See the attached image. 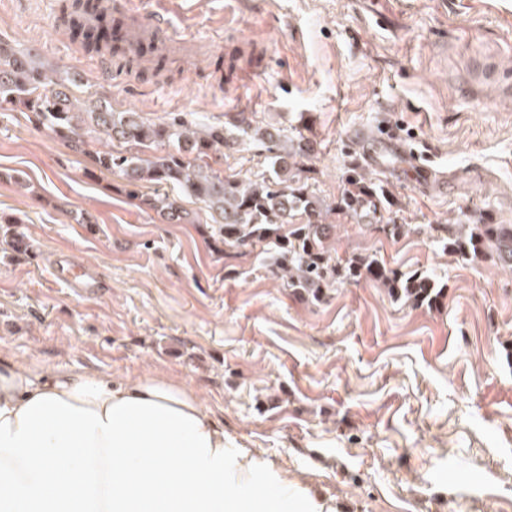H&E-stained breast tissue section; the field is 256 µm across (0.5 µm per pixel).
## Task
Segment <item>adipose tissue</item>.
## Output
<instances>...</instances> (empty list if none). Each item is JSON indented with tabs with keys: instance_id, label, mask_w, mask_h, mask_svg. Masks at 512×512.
Segmentation results:
<instances>
[{
	"instance_id": "adipose-tissue-1",
	"label": "adipose tissue",
	"mask_w": 512,
	"mask_h": 512,
	"mask_svg": "<svg viewBox=\"0 0 512 512\" xmlns=\"http://www.w3.org/2000/svg\"><path fill=\"white\" fill-rule=\"evenodd\" d=\"M0 512H336V501L233 446L166 374L0 361Z\"/></svg>"
}]
</instances>
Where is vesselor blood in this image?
Segmentation results:
<instances>
[{"label":"vessel or blood","mask_w":512,"mask_h":512,"mask_svg":"<svg viewBox=\"0 0 512 512\" xmlns=\"http://www.w3.org/2000/svg\"><path fill=\"white\" fill-rule=\"evenodd\" d=\"M98 9L121 17L129 49L152 41L170 59L211 63L217 56L210 43L174 34L163 10L147 13L134 7L132 0H98ZM351 139L361 148L364 159L372 168L382 171L400 167L408 177L427 183L430 191L447 192V179L436 177L434 171L421 162L418 153L402 140L363 127L353 129Z\"/></svg>","instance_id":"obj_1"}]
</instances>
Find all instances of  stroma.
<instances>
[{"label": "stroma", "instance_id": "obj_1", "mask_svg": "<svg viewBox=\"0 0 512 512\" xmlns=\"http://www.w3.org/2000/svg\"><path fill=\"white\" fill-rule=\"evenodd\" d=\"M62 0H0V39L31 48L75 97L157 119L237 115L313 148L312 191L340 195L349 132L388 126L455 184L448 195L382 171L396 223L337 220L338 255L374 253L444 287L435 308L373 280L326 302L281 287L260 251L218 256L201 224H163L119 177L87 173L22 116L0 118V209L33 246L0 243V359L38 372L136 377L194 390L237 445L336 498L342 512H512V272L444 250L439 224H512V0H170L171 27L208 38L222 78L170 64L100 75L56 29ZM224 171H271L253 144ZM90 216L79 224L75 215ZM98 270L88 296L58 260Z\"/></svg>", "mask_w": 512, "mask_h": 512}]
</instances>
